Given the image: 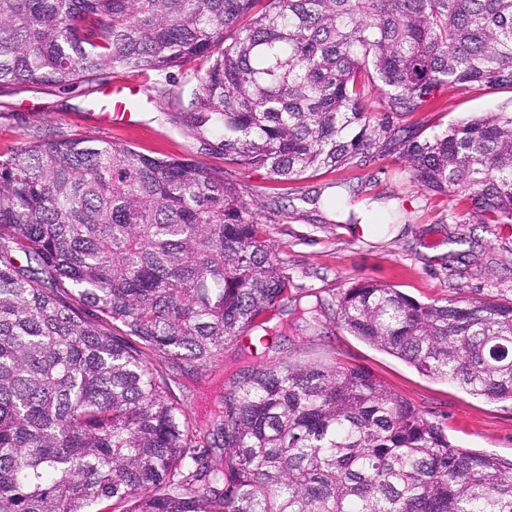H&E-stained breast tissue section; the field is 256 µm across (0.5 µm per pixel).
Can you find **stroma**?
<instances>
[{"mask_svg":"<svg viewBox=\"0 0 512 512\" xmlns=\"http://www.w3.org/2000/svg\"><path fill=\"white\" fill-rule=\"evenodd\" d=\"M200 67L193 61L164 78L146 70H115L90 83L0 90V155L39 140L83 137L213 168L236 187L283 261L291 292L271 321L278 335L253 331L207 367L170 369V386L188 416L210 426L239 370L280 360L340 365L371 373L438 424L453 445L512 458V404L423 375L353 336L338 319L341 294L360 283L391 285L422 303L512 300V224L480 223L467 194L441 195L423 187L402 147L414 132L432 135L463 119L511 110L512 88H444L407 113L391 112L384 94L372 92L373 121L388 123L392 136L377 140L369 156L356 163L279 184L265 170L225 161L191 134L187 114ZM113 83L136 86L137 126L105 127L97 121L100 90ZM386 213L398 219L378 230L373 220ZM314 304L322 307L316 328L296 329L299 311Z\"/></svg>","mask_w":512,"mask_h":512,"instance_id":"35a3bbf8","label":"stroma"}]
</instances>
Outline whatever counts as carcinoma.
I'll use <instances>...</instances> for the list:
<instances>
[{"instance_id":"obj_1","label":"carcinoma","mask_w":512,"mask_h":512,"mask_svg":"<svg viewBox=\"0 0 512 512\" xmlns=\"http://www.w3.org/2000/svg\"><path fill=\"white\" fill-rule=\"evenodd\" d=\"M202 60L189 127L288 182L373 148L441 88L512 86V0H0V89ZM428 190L512 224V113L403 142ZM282 260L219 173L87 138L0 156V512H512V458L458 448L371 374L243 369L208 440L151 357L208 366L288 300ZM353 335L512 402V301H339ZM118 328L116 335L111 329Z\"/></svg>"}]
</instances>
